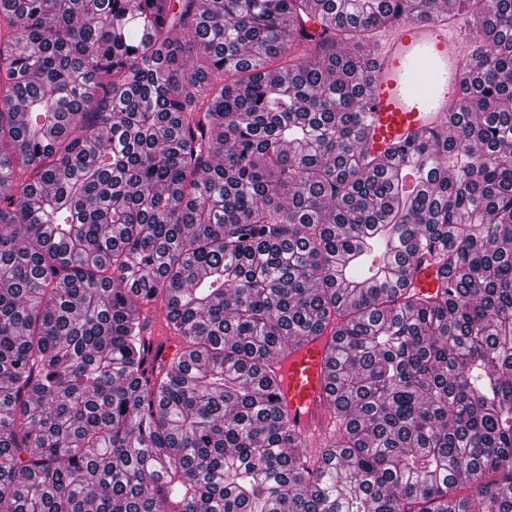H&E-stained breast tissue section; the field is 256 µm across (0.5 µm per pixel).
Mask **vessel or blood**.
Here are the masks:
<instances>
[{
  "mask_svg": "<svg viewBox=\"0 0 512 512\" xmlns=\"http://www.w3.org/2000/svg\"><path fill=\"white\" fill-rule=\"evenodd\" d=\"M472 34L453 14L404 19L383 29L373 56L364 98L368 123L363 147L379 153L414 134L435 130L460 93L461 74L472 67ZM436 266H420L412 284L423 294L439 282ZM152 352L169 360L180 336L153 318ZM332 336H312L283 355L274 370L282 378L280 402L290 425L304 439L307 453L319 459L333 433L326 365Z\"/></svg>",
  "mask_w": 512,
  "mask_h": 512,
  "instance_id": "obj_1",
  "label": "vessel or blood"
}]
</instances>
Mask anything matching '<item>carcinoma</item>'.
Returning a JSON list of instances; mask_svg holds the SVG:
<instances>
[{
	"label": "carcinoma",
	"mask_w": 512,
	"mask_h": 512,
	"mask_svg": "<svg viewBox=\"0 0 512 512\" xmlns=\"http://www.w3.org/2000/svg\"><path fill=\"white\" fill-rule=\"evenodd\" d=\"M458 2L443 132L371 156L427 0H0V512H512V0ZM330 324L314 464L264 371ZM438 267L421 265L412 279V285L422 294H432L439 282ZM151 328L153 331L152 352L150 359L157 355V362L168 361L181 347V337L172 329L165 326V323L158 317L152 319ZM162 344L161 346H159Z\"/></svg>",
	"instance_id": "1"
}]
</instances>
